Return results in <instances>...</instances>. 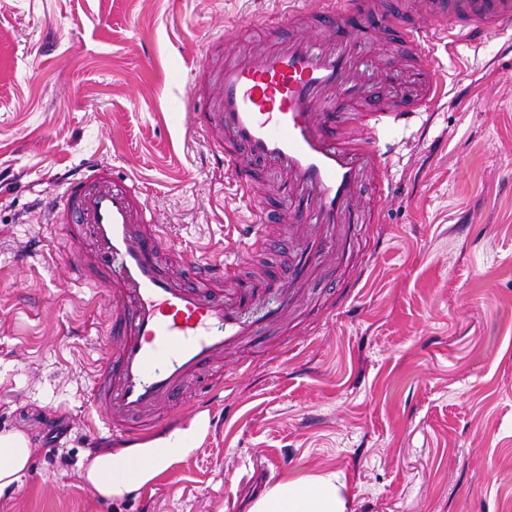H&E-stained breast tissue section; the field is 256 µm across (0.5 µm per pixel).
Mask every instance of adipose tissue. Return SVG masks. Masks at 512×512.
Instances as JSON below:
<instances>
[{"instance_id": "ef3b65f1", "label": "adipose tissue", "mask_w": 512, "mask_h": 512, "mask_svg": "<svg viewBox=\"0 0 512 512\" xmlns=\"http://www.w3.org/2000/svg\"><path fill=\"white\" fill-rule=\"evenodd\" d=\"M208 429L206 416L185 428L122 451L101 452L87 462L81 477L105 499L118 497L154 479L172 464L190 456ZM32 448L19 431L0 432V491L24 476ZM140 466L132 470L130 459ZM347 487L336 474L310 475L275 483L249 512H347Z\"/></svg>"}]
</instances>
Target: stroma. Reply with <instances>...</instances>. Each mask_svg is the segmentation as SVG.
<instances>
[{
  "mask_svg": "<svg viewBox=\"0 0 512 512\" xmlns=\"http://www.w3.org/2000/svg\"><path fill=\"white\" fill-rule=\"evenodd\" d=\"M279 0H0V432L33 452L0 512H248L278 481L335 472L349 512H512V52L508 32L433 52L443 95L395 134L392 188L361 195L341 263L281 326L224 363L220 423L197 450L112 499L81 478L104 291L64 270L61 179L107 164L153 199L176 249L275 254L234 224L245 199L190 127L192 71Z\"/></svg>",
  "mask_w": 512,
  "mask_h": 512,
  "instance_id": "35a3bbf8",
  "label": "stroma"
}]
</instances>
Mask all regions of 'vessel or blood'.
Returning a JSON list of instances; mask_svg holds the SVG:
<instances>
[{"instance_id": "b4317fda", "label": "vessel or blood", "mask_w": 512, "mask_h": 512, "mask_svg": "<svg viewBox=\"0 0 512 512\" xmlns=\"http://www.w3.org/2000/svg\"><path fill=\"white\" fill-rule=\"evenodd\" d=\"M288 38L251 55L216 62L207 45L196 67L195 125L237 191L251 195L261 161L283 175L288 218L303 242L290 279L260 318L247 317L254 283L237 285L232 297L220 287L233 280L237 262L181 252L192 282L164 272V225L142 187L100 164L83 168L66 184L62 215L70 226L65 268L79 282L96 275L111 304L105 334L112 347L93 381L92 434L133 440L130 419L153 416L175 391L204 368L223 364L247 337L278 322L296 301L295 286L329 256L341 255L338 227L354 223L355 196L365 176L391 190V164L382 138L394 125L427 111L439 96L438 61L429 46L447 31L464 43L512 26V0H423L428 21L407 27L409 55L377 67L378 86L399 89L398 101L370 110L360 134L350 131L348 103H361L364 83L349 53L374 32L373 0H283Z\"/></svg>"}]
</instances>
